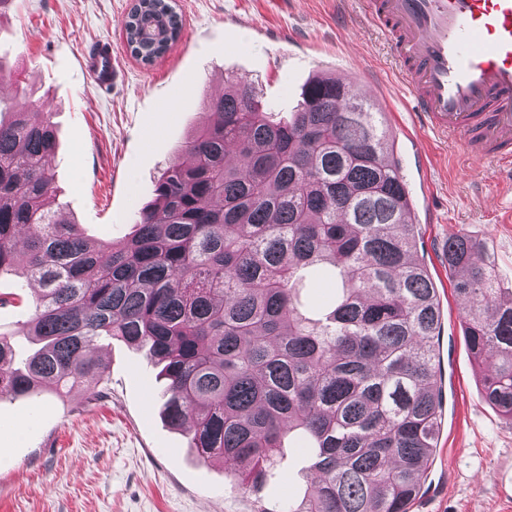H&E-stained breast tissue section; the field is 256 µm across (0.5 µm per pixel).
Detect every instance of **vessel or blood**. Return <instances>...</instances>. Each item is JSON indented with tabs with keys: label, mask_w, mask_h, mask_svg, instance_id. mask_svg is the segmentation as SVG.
Listing matches in <instances>:
<instances>
[{
	"label": "vessel or blood",
	"mask_w": 512,
	"mask_h": 512,
	"mask_svg": "<svg viewBox=\"0 0 512 512\" xmlns=\"http://www.w3.org/2000/svg\"><path fill=\"white\" fill-rule=\"evenodd\" d=\"M405 74L412 110L468 162L512 163V0H365ZM109 85L112 51L83 64Z\"/></svg>",
	"instance_id": "obj_1"
}]
</instances>
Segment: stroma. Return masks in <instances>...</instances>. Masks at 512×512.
Wrapping results in <instances>:
<instances>
[{"label": "stroma", "mask_w": 512, "mask_h": 512, "mask_svg": "<svg viewBox=\"0 0 512 512\" xmlns=\"http://www.w3.org/2000/svg\"><path fill=\"white\" fill-rule=\"evenodd\" d=\"M178 43L153 66L126 47L132 0H8L0 9V59L14 106L48 112L57 128L56 202L97 241L133 230L137 209L201 122L226 78L248 81L278 119H289L307 81L349 73L368 84L394 142L419 231L418 256L440 296L444 411L434 458L411 512H512V422L485 401L464 340L462 306L444 249L464 233L512 291V183L497 162L464 166L447 137L411 110L407 84L386 40L364 18L363 0H176ZM109 46L116 79L101 88L82 71ZM0 333L16 349L37 291L0 276ZM103 397L86 389L0 402V512H253L255 497L231 488L216 462L196 457L186 434L160 415L163 385L145 350L104 340ZM297 438L281 479L264 498L296 501L310 478Z\"/></svg>", "instance_id": "stroma-1"}]
</instances>
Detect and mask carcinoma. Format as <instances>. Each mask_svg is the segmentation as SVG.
Here are the masks:
<instances>
[{
    "label": "carcinoma",
    "instance_id": "carcinoma-1",
    "mask_svg": "<svg viewBox=\"0 0 512 512\" xmlns=\"http://www.w3.org/2000/svg\"><path fill=\"white\" fill-rule=\"evenodd\" d=\"M181 29L171 0H136L126 45L151 66ZM56 148L51 113L0 118V275L39 285L38 348L19 363L0 336V401L95 389L105 363L89 350L117 339L161 365L167 422L256 494L254 512H409L441 426L440 301L371 100L315 77L281 122L227 81L180 146L190 163L166 168L121 241L55 206ZM481 252L449 238L448 270L485 399L512 421V294ZM321 269L341 294L312 317L296 284ZM295 431L315 479L297 503L267 502Z\"/></svg>",
    "mask_w": 512,
    "mask_h": 512
}]
</instances>
